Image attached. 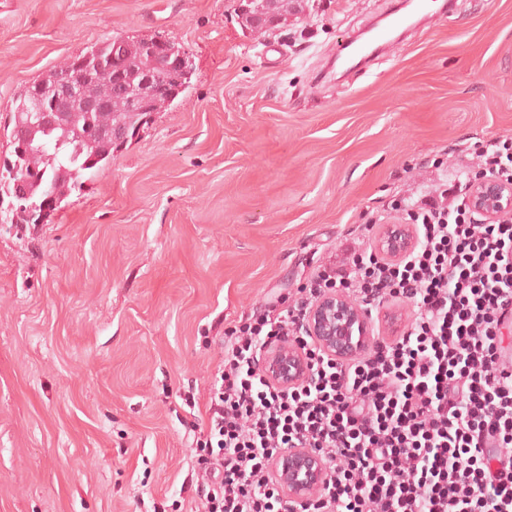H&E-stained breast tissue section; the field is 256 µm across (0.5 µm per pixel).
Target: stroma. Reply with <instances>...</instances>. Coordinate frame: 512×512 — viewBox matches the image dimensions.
<instances>
[{
    "instance_id": "stroma-1",
    "label": "stroma",
    "mask_w": 512,
    "mask_h": 512,
    "mask_svg": "<svg viewBox=\"0 0 512 512\" xmlns=\"http://www.w3.org/2000/svg\"><path fill=\"white\" fill-rule=\"evenodd\" d=\"M391 2L258 30L237 0H0V159L12 98L94 45L165 38L192 64L42 223L0 205V512H184L225 330L512 134V0H457L363 74L331 59Z\"/></svg>"
}]
</instances>
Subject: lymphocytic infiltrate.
<instances>
[{"mask_svg": "<svg viewBox=\"0 0 512 512\" xmlns=\"http://www.w3.org/2000/svg\"><path fill=\"white\" fill-rule=\"evenodd\" d=\"M463 179L407 205L417 247L398 260L351 247L314 271L303 296L227 330L202 426L188 512H512V217L486 223L475 180L512 183V136L476 143ZM340 288L372 322H409L339 360L315 346L306 314ZM298 344L310 374L280 387L262 354ZM286 448L317 452L328 479L306 503L273 472Z\"/></svg>", "mask_w": 512, "mask_h": 512, "instance_id": "f902f5d3", "label": "lymphocytic infiltrate"}]
</instances>
